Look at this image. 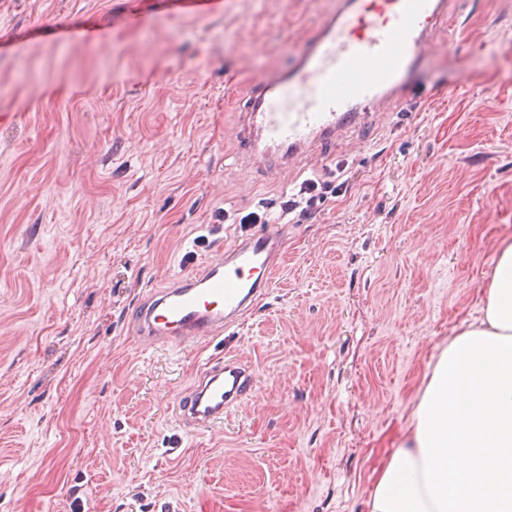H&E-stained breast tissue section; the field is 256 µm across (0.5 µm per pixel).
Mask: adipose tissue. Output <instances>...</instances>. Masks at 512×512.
<instances>
[{
	"label": "adipose tissue",
	"mask_w": 512,
	"mask_h": 512,
	"mask_svg": "<svg viewBox=\"0 0 512 512\" xmlns=\"http://www.w3.org/2000/svg\"><path fill=\"white\" fill-rule=\"evenodd\" d=\"M485 294L484 319L441 351L366 512H512V243Z\"/></svg>",
	"instance_id": "1"
}]
</instances>
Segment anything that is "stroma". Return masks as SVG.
Wrapping results in <instances>:
<instances>
[{
	"mask_svg": "<svg viewBox=\"0 0 512 512\" xmlns=\"http://www.w3.org/2000/svg\"><path fill=\"white\" fill-rule=\"evenodd\" d=\"M335 3L0 0V512H365L512 242V0H448L409 100L312 160L347 190L233 334L131 323L301 182L246 168L237 107ZM225 355L256 394L184 430Z\"/></svg>",
	"mask_w": 512,
	"mask_h": 512,
	"instance_id": "obj_1",
	"label": "stroma"
}]
</instances>
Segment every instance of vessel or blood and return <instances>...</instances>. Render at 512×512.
I'll return each mask as SVG.
<instances>
[{
	"instance_id": "b4317fda",
	"label": "vessel or blood",
	"mask_w": 512,
	"mask_h": 512,
	"mask_svg": "<svg viewBox=\"0 0 512 512\" xmlns=\"http://www.w3.org/2000/svg\"><path fill=\"white\" fill-rule=\"evenodd\" d=\"M446 0H339L307 35L295 66L261 76L246 97L237 136L252 168L270 173L313 158L323 142L367 118L365 109L403 99ZM283 234L263 228L209 259L200 274L178 279L140 303L139 337L177 345L224 335L267 294L285 253ZM250 366L207 362L175 407L189 430L210 427L247 400Z\"/></svg>"
}]
</instances>
